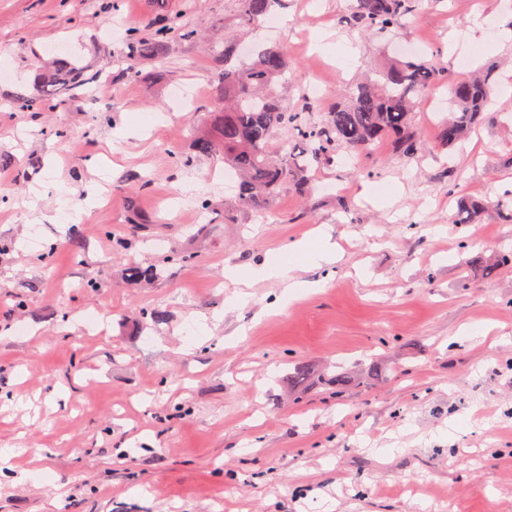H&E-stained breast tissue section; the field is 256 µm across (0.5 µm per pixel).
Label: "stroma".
Segmentation results:
<instances>
[{"mask_svg":"<svg viewBox=\"0 0 512 512\" xmlns=\"http://www.w3.org/2000/svg\"><path fill=\"white\" fill-rule=\"evenodd\" d=\"M350 4L283 0L287 25L245 26L232 0H122L113 15L102 0H0V448L19 467L0 473V512H512V268L480 269L512 250V224L491 212L476 236L454 223L443 177L455 167L477 198L512 184V97L452 149L447 108L426 109L450 80L512 58V39L474 24L504 0H418L383 38L346 25ZM180 11L204 40L174 41L155 83L118 79L126 30ZM322 29L355 49L351 69L306 47ZM452 40L447 81L416 102V157L338 154L262 215L225 211L237 184L222 158L180 166L224 43L285 46L294 75L276 95L322 117L404 46ZM60 51L110 80L24 111L16 93ZM359 168L377 172L376 195ZM137 212L152 224L134 229ZM318 229L340 259L301 265L308 292L286 305L279 282L254 281L251 302L230 305L226 268L285 258ZM164 248L191 259L127 283ZM302 363L318 375L296 386ZM339 372L355 378L342 392Z\"/></svg>","mask_w":512,"mask_h":512,"instance_id":"1","label":"stroma"}]
</instances>
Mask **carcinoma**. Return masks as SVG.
Instances as JSON below:
<instances>
[{"label": "carcinoma", "mask_w": 512, "mask_h": 512, "mask_svg": "<svg viewBox=\"0 0 512 512\" xmlns=\"http://www.w3.org/2000/svg\"><path fill=\"white\" fill-rule=\"evenodd\" d=\"M281 2L234 0V7L244 24L253 25L268 17ZM413 13V0H353L346 23L352 29L380 36L405 26ZM183 18L184 14L173 13L145 32L129 29L123 50L127 66L120 71V78L136 83L159 79L158 71H146L143 66L163 60L173 40L190 33ZM255 54L251 62L240 59L235 63L237 48L229 43L214 55L221 107L211 112L208 128L196 137L184 160V166L191 167L204 157H223L224 169L240 180L235 208L268 212L284 185L305 188L307 164L288 149L293 141L304 146L305 157L320 164L332 162L341 150H368L382 141L389 142L399 156L409 158L420 152L421 137L414 127L412 111L415 99L444 79L438 49L396 61L380 73L379 79L349 87L347 102L320 120L312 116L313 107L290 110L273 92V85L288 70L287 51L280 46H263ZM97 78L98 72L59 56L35 76L30 89L16 94V98L26 110L39 112L46 101L69 100L76 89ZM498 78L497 66L491 64L451 85L448 118L441 128L446 147L455 148L490 109ZM277 133L285 137L278 149L273 147ZM489 210L512 224V189L503 190L493 199L458 196L455 223L479 224ZM159 275L156 265H131L126 272L133 285L150 282Z\"/></svg>", "instance_id": "obj_1"}]
</instances>
